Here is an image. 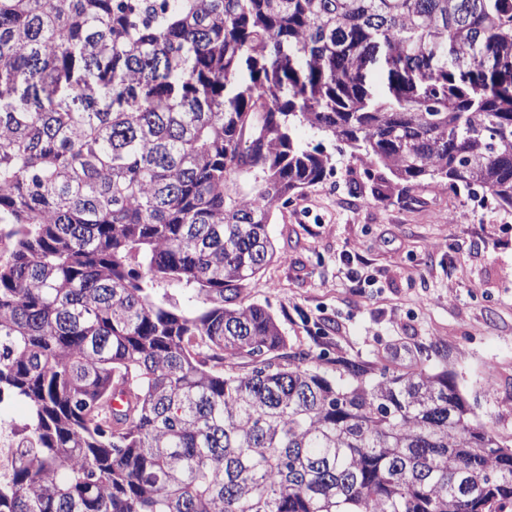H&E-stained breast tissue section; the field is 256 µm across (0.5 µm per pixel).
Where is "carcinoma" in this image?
Segmentation results:
<instances>
[{
  "instance_id": "carcinoma-1",
  "label": "carcinoma",
  "mask_w": 512,
  "mask_h": 512,
  "mask_svg": "<svg viewBox=\"0 0 512 512\" xmlns=\"http://www.w3.org/2000/svg\"><path fill=\"white\" fill-rule=\"evenodd\" d=\"M297 125L512 211V0H0V512L512 503L448 372L276 362L241 295L334 170Z\"/></svg>"
}]
</instances>
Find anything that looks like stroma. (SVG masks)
Listing matches in <instances>:
<instances>
[{"label":"stroma","mask_w":512,"mask_h":512,"mask_svg":"<svg viewBox=\"0 0 512 512\" xmlns=\"http://www.w3.org/2000/svg\"><path fill=\"white\" fill-rule=\"evenodd\" d=\"M326 150L334 171L275 211L276 255L244 301L327 375L345 360L447 370L474 418L511 442L512 212L433 183L405 202L347 146Z\"/></svg>","instance_id":"obj_1"}]
</instances>
